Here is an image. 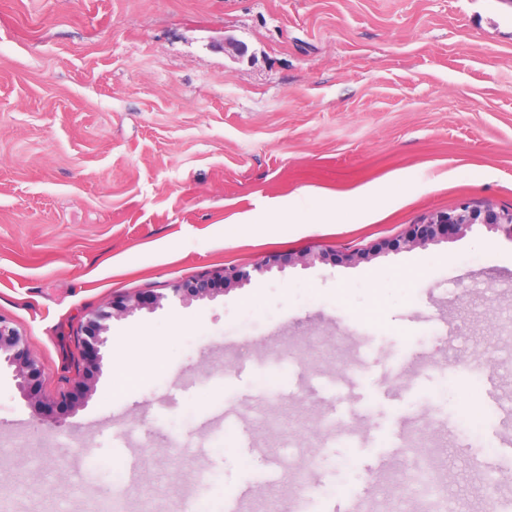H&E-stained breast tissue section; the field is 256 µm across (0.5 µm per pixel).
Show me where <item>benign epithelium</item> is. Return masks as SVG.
I'll return each instance as SVG.
<instances>
[{"label": "benign epithelium", "mask_w": 512, "mask_h": 512, "mask_svg": "<svg viewBox=\"0 0 512 512\" xmlns=\"http://www.w3.org/2000/svg\"><path fill=\"white\" fill-rule=\"evenodd\" d=\"M475 225L493 232L500 228L512 234V209L497 211L487 205L480 209L467 202H461L450 210L429 213L420 224L410 225L404 236L385 247L387 251H402L416 247H426L448 239L449 232L464 233ZM316 257L309 254L294 260L278 255L266 259L258 271L266 272L273 267L300 263L304 266L315 263ZM249 281V275L234 268H223L215 276H203L193 281L182 282L174 286L173 292L182 302L212 298L216 294L243 286ZM140 298L127 297L117 303L90 312L81 327L84 336L82 344L91 367H97L103 359L102 349L107 347L110 331L109 321L114 317H125L142 308ZM13 369L17 387L25 397H32L31 387L34 378L40 373L37 360L30 354L28 342L11 322L0 316V369Z\"/></svg>", "instance_id": "benign-epithelium-1"}]
</instances>
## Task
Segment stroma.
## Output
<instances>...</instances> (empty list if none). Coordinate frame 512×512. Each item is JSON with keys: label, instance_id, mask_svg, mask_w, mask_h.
Returning a JSON list of instances; mask_svg holds the SVG:
<instances>
[{"label": "stroma", "instance_id": "stroma-1", "mask_svg": "<svg viewBox=\"0 0 512 512\" xmlns=\"http://www.w3.org/2000/svg\"><path fill=\"white\" fill-rule=\"evenodd\" d=\"M463 201L512 209V0H0V317L57 419L0 372V512H414L420 445L439 512H484L512 237L344 260ZM133 294L165 301L73 407L87 313ZM250 281L249 274L234 268H223L214 277L203 276L193 281L182 282L174 286L173 292L182 302L213 298L217 293L243 286ZM220 282L224 288H215Z\"/></svg>", "mask_w": 512, "mask_h": 512}]
</instances>
